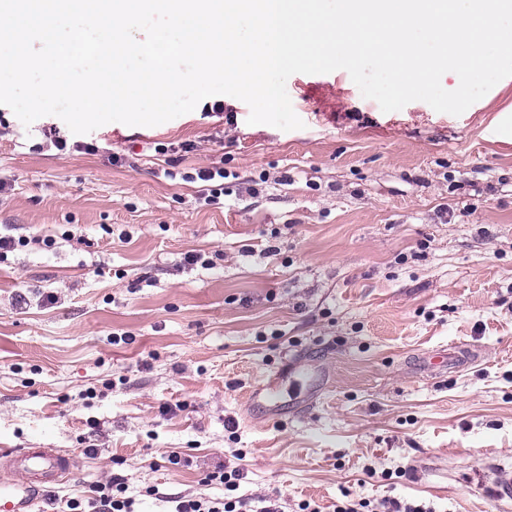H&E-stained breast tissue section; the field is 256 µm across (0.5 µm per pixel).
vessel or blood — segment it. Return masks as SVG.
Here are the masks:
<instances>
[{"label":"vessel or blood","mask_w":512,"mask_h":512,"mask_svg":"<svg viewBox=\"0 0 512 512\" xmlns=\"http://www.w3.org/2000/svg\"><path fill=\"white\" fill-rule=\"evenodd\" d=\"M1 459L8 463L10 471L17 473L18 478L11 486L0 490V512H30L36 501L34 492L39 485V476H58L72 470L75 465L72 458L51 448H21Z\"/></svg>","instance_id":"1"}]
</instances>
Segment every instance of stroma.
Masks as SVG:
<instances>
[{"label":"stroma","mask_w":512,"mask_h":512,"mask_svg":"<svg viewBox=\"0 0 512 512\" xmlns=\"http://www.w3.org/2000/svg\"><path fill=\"white\" fill-rule=\"evenodd\" d=\"M286 89L303 128L248 124L228 95L87 134L0 105V236L31 239L0 260V453H72L49 492L118 474L139 512L223 497L204 477L238 453L237 497L287 512H512L492 483L512 469V77L458 116L382 112L342 69ZM215 167L207 203L191 176ZM460 344L478 357L422 366ZM295 364L321 393L248 404Z\"/></svg>","instance_id":"1"}]
</instances>
